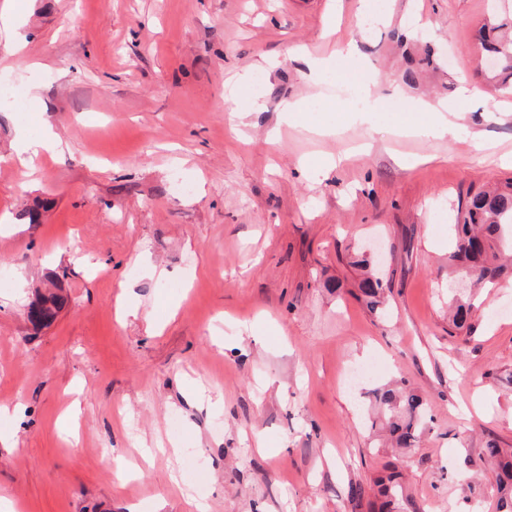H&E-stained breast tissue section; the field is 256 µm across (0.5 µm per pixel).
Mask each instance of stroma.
<instances>
[{
    "instance_id": "35a3bbf8",
    "label": "stroma",
    "mask_w": 512,
    "mask_h": 512,
    "mask_svg": "<svg viewBox=\"0 0 512 512\" xmlns=\"http://www.w3.org/2000/svg\"><path fill=\"white\" fill-rule=\"evenodd\" d=\"M360 7L15 0L0 20V74L22 87L0 107L1 503L372 512L397 471L425 512H496L483 450L512 448V277L476 295L470 329L448 323L458 203L512 177V95L478 70L489 0H384L368 29ZM418 16L424 39L405 38ZM347 41L384 100L365 118L293 53ZM264 61L263 107L235 134L225 84ZM461 75L496 107L462 105L436 135L416 108L456 103ZM315 95L336 104L323 121L284 112ZM46 131L61 151L22 176L19 145ZM374 239L384 316L350 264ZM50 282L67 303L37 331L26 307ZM397 378L433 414L401 452L367 422V391Z\"/></svg>"
}]
</instances>
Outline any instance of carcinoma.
<instances>
[{
    "instance_id": "carcinoma-1",
    "label": "carcinoma",
    "mask_w": 512,
    "mask_h": 512,
    "mask_svg": "<svg viewBox=\"0 0 512 512\" xmlns=\"http://www.w3.org/2000/svg\"><path fill=\"white\" fill-rule=\"evenodd\" d=\"M505 22L485 24L479 31L483 52L494 56L498 64L487 71V79L496 90L512 93V33L504 31ZM455 245L448 256V265L460 277H468L475 286L493 285L507 271L502 256L512 253V180L493 186L472 189L467 194L463 220L454 225ZM389 284L380 276L366 273L359 291L371 310L376 311ZM64 305L56 293L43 295L35 303L39 318L35 326L52 322ZM472 305L456 300L452 322L462 329L471 318ZM369 406L376 411V420L388 429L399 448H410L419 438L428 415L422 397L406 387H376L368 391ZM485 456L495 464L494 484L490 492L496 497L498 512H512V448H501L491 441L484 448ZM383 498L380 512H424L420 505L404 495L402 484L394 475L375 481Z\"/></svg>"
}]
</instances>
